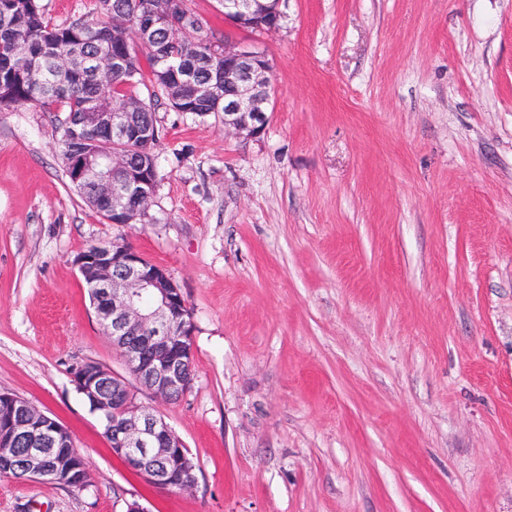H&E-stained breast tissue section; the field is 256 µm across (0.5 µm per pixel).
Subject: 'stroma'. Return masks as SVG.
<instances>
[{
  "instance_id": "1",
  "label": "stroma",
  "mask_w": 512,
  "mask_h": 512,
  "mask_svg": "<svg viewBox=\"0 0 512 512\" xmlns=\"http://www.w3.org/2000/svg\"><path fill=\"white\" fill-rule=\"evenodd\" d=\"M273 67L259 135L156 108L147 217L71 183L62 114L0 110V392L67 427L78 490L0 476V512H512V0H280L271 33L192 0ZM124 237L193 323L194 380L136 390L189 493L112 453L70 367L125 374L74 259Z\"/></svg>"
}]
</instances>
